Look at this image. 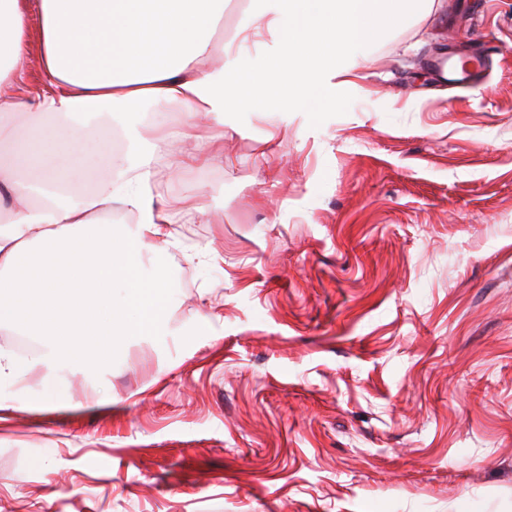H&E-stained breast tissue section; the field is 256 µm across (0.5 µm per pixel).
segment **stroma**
<instances>
[{
	"label": "stroma",
	"instance_id": "1",
	"mask_svg": "<svg viewBox=\"0 0 512 512\" xmlns=\"http://www.w3.org/2000/svg\"><path fill=\"white\" fill-rule=\"evenodd\" d=\"M487 48L483 79L434 55ZM311 111L224 115L155 336L0 350V512H512V0H435ZM76 410L20 408L48 379Z\"/></svg>",
	"mask_w": 512,
	"mask_h": 512
}]
</instances>
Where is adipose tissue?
<instances>
[{"label": "adipose tissue", "mask_w": 512, "mask_h": 512, "mask_svg": "<svg viewBox=\"0 0 512 512\" xmlns=\"http://www.w3.org/2000/svg\"><path fill=\"white\" fill-rule=\"evenodd\" d=\"M435 0H258L236 28L264 40L255 69L241 55L213 67L225 0H0V327L52 340L33 362L53 366L80 339L148 336L163 325L162 282L146 277L141 246L169 239L170 224H205L193 200L165 208L153 194L154 143L169 145L180 176L224 157L212 132L249 108L288 113L315 106L351 74L346 52L429 15ZM38 50L46 82L20 88L17 70ZM153 102L171 113L152 141L124 136L120 110ZM128 139L104 149V174L76 193L68 166L99 131ZM133 224L136 235L123 232Z\"/></svg>", "instance_id": "ef3b65f1"}]
</instances>
